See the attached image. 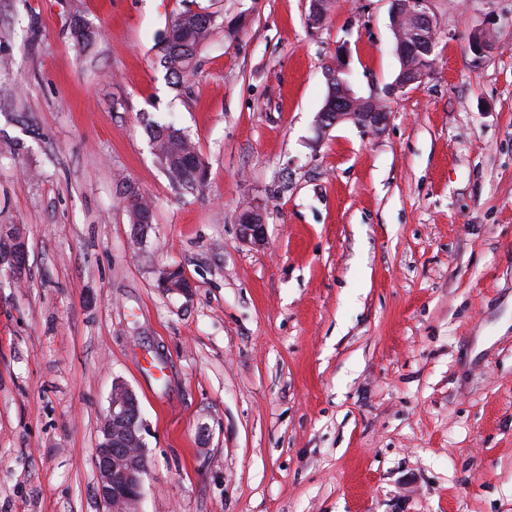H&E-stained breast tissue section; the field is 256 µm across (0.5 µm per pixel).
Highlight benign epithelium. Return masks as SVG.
<instances>
[{
	"label": "benign epithelium",
	"mask_w": 512,
	"mask_h": 512,
	"mask_svg": "<svg viewBox=\"0 0 512 512\" xmlns=\"http://www.w3.org/2000/svg\"><path fill=\"white\" fill-rule=\"evenodd\" d=\"M431 0H391V26L395 36L396 54L400 70L385 90V96L377 94L363 97L348 85L341 60L325 71L330 86V103L317 115L316 124L326 131L336 124L351 121L362 130L378 134L389 120L385 99L416 83L422 82L435 69V62L424 63L414 59L421 50L419 40L434 42L436 35L434 18L430 13ZM468 49L480 58L489 51V44L480 31L473 32ZM242 240L254 247H261L266 240V224L261 212L244 209L239 216ZM11 252L0 258V266L12 271L25 265L28 245L25 235L14 234L10 238ZM158 284L169 292L187 294L191 282L175 267L159 270ZM107 430L106 442L96 444L94 463L97 471V495L112 512H137L136 504L142 494L147 469L144 466L146 450L143 443L144 429L139 402L135 392L124 382L117 380L112 386L110 403L104 416Z\"/></svg>",
	"instance_id": "obj_1"
}]
</instances>
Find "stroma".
<instances>
[{"label":"stroma","mask_w":512,"mask_h":512,"mask_svg":"<svg viewBox=\"0 0 512 512\" xmlns=\"http://www.w3.org/2000/svg\"><path fill=\"white\" fill-rule=\"evenodd\" d=\"M309 7L0 0V225L28 244L21 277L0 269V512H110L116 380L140 512H512V0H431L436 69L378 134L316 116L337 56L357 95L394 81L390 0ZM188 9L215 28L178 91L156 37ZM151 120L195 143L197 194ZM127 181L153 203L140 238ZM169 265L189 293L159 288ZM147 131L159 153L157 161L172 185L183 194L199 192L204 181L198 179L196 172L206 173V167L187 135L171 124H150ZM242 240L253 247H261L266 240V224L263 214L254 209H243L239 216ZM107 430L105 443L96 442L94 463L97 495L113 512H137L148 470L139 402L135 392L117 380L103 418Z\"/></svg>","instance_id":"35a3bbf8"}]
</instances>
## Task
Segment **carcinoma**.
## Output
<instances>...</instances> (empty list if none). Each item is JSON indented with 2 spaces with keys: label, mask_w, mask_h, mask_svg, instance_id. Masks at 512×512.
<instances>
[{
  "label": "carcinoma",
  "mask_w": 512,
  "mask_h": 512,
  "mask_svg": "<svg viewBox=\"0 0 512 512\" xmlns=\"http://www.w3.org/2000/svg\"><path fill=\"white\" fill-rule=\"evenodd\" d=\"M215 19L203 12L179 13L161 40L160 62L166 68L176 87H186L188 78L195 72L194 58L199 46L214 29ZM73 41L85 50L98 33L75 20L70 27ZM157 161L172 185L183 194H194L203 186L198 174L206 171L205 163L187 135L171 124H151L147 127ZM124 200L131 203L130 223L148 224L153 210L150 202L134 184L124 187Z\"/></svg>",
  "instance_id": "1"
}]
</instances>
